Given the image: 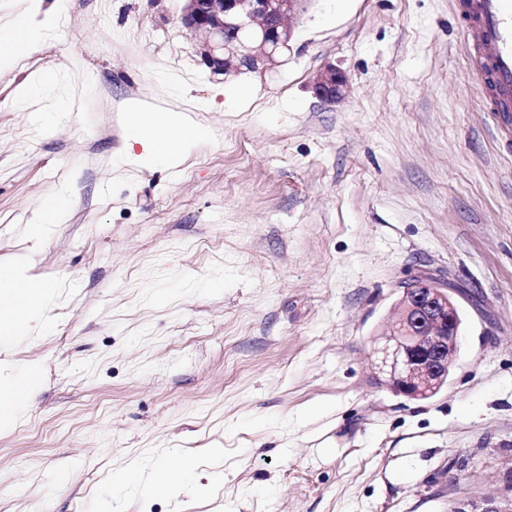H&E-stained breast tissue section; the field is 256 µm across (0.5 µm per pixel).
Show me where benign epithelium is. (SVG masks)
Returning a JSON list of instances; mask_svg holds the SVG:
<instances>
[{"instance_id": "benign-epithelium-1", "label": "benign epithelium", "mask_w": 512, "mask_h": 512, "mask_svg": "<svg viewBox=\"0 0 512 512\" xmlns=\"http://www.w3.org/2000/svg\"><path fill=\"white\" fill-rule=\"evenodd\" d=\"M182 23L199 34L200 56L215 74L266 70L291 47L292 20L313 0H183ZM345 74L328 65L313 80V95L336 103ZM461 317L450 289L416 280L403 289L386 331L373 337L372 369L407 399H427L448 384L459 348ZM450 512H512V476L500 494L456 498Z\"/></svg>"}]
</instances>
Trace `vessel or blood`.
Instances as JSON below:
<instances>
[{"label":"vessel or blood","instance_id":"1","mask_svg":"<svg viewBox=\"0 0 512 512\" xmlns=\"http://www.w3.org/2000/svg\"><path fill=\"white\" fill-rule=\"evenodd\" d=\"M474 68L486 84L488 111L512 115V0H460Z\"/></svg>","mask_w":512,"mask_h":512}]
</instances>
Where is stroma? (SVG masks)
<instances>
[{"label": "stroma", "instance_id": "obj_1", "mask_svg": "<svg viewBox=\"0 0 512 512\" xmlns=\"http://www.w3.org/2000/svg\"><path fill=\"white\" fill-rule=\"evenodd\" d=\"M458 4L313 0L279 66L224 77L183 0H0L1 28L25 13L38 36L0 70V273L30 258L55 293L47 330L0 344V380L42 372L0 430V512H448L502 488L512 163ZM328 65L333 104L310 91ZM130 99L210 135L179 167L123 164ZM417 278L462 318L427 400L370 366ZM173 450L197 466L176 495L113 487ZM347 79L345 74L328 65L313 80L311 91L313 95L325 103H336L345 94ZM67 202L66 195L61 194L49 203L41 212L39 218L33 224H30L31 234L35 237H41L48 229V224L58 223L67 207Z\"/></svg>", "mask_w": 512, "mask_h": 512}]
</instances>
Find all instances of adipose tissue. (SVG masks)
I'll use <instances>...</instances> for the list:
<instances>
[{
  "instance_id": "adipose-tissue-1",
  "label": "adipose tissue",
  "mask_w": 512,
  "mask_h": 512,
  "mask_svg": "<svg viewBox=\"0 0 512 512\" xmlns=\"http://www.w3.org/2000/svg\"><path fill=\"white\" fill-rule=\"evenodd\" d=\"M126 127L130 144L142 145V153H127L130 164L153 160L170 166L178 165L188 147L208 137L206 127L192 123L177 112H153L145 103L131 102L126 106ZM52 296L44 282L15 272L0 278V338L19 337L37 315L40 304ZM190 469L183 458H170L153 466L137 479L154 493H172Z\"/></svg>"
}]
</instances>
